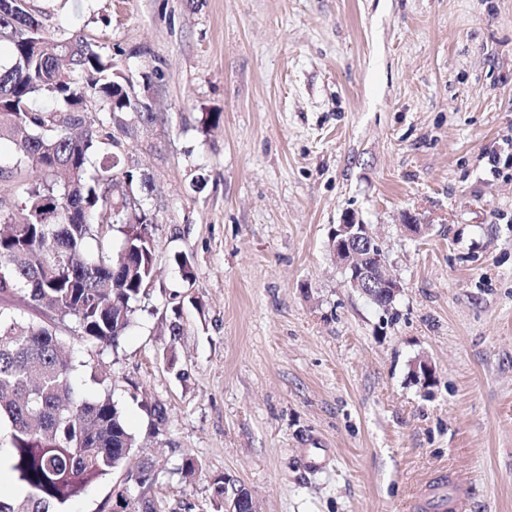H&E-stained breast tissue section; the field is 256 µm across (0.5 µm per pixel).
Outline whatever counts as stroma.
<instances>
[{
  "label": "stroma",
  "mask_w": 512,
  "mask_h": 512,
  "mask_svg": "<svg viewBox=\"0 0 512 512\" xmlns=\"http://www.w3.org/2000/svg\"><path fill=\"white\" fill-rule=\"evenodd\" d=\"M26 4L49 37L114 58L155 114L104 130L155 218L156 275L117 348L73 355L106 379L82 396L112 391L158 463L157 512H224L219 474L261 512H408L442 468L469 512H512V158H485L512 138V0ZM15 164L0 143L4 211L62 191ZM349 218L402 284L390 307L332 256ZM186 456L204 467L190 483Z\"/></svg>",
  "instance_id": "35a3bbf8"
}]
</instances>
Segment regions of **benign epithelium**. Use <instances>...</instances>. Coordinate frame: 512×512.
Instances as JSON below:
<instances>
[{"label": "benign epithelium", "mask_w": 512, "mask_h": 512, "mask_svg": "<svg viewBox=\"0 0 512 512\" xmlns=\"http://www.w3.org/2000/svg\"><path fill=\"white\" fill-rule=\"evenodd\" d=\"M374 243L369 226L350 219L336 225L331 234L333 256L347 273L350 287L388 307L401 285L389 274L383 253Z\"/></svg>", "instance_id": "7a95c632"}]
</instances>
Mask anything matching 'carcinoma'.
<instances>
[{
  "instance_id": "cac0c4a2",
  "label": "carcinoma",
  "mask_w": 512,
  "mask_h": 512,
  "mask_svg": "<svg viewBox=\"0 0 512 512\" xmlns=\"http://www.w3.org/2000/svg\"><path fill=\"white\" fill-rule=\"evenodd\" d=\"M3 40L11 53L0 65V141L15 145L25 168L61 172L66 180L52 215L44 206L50 189L35 188L26 212L8 218L0 232V301L21 293L40 313L23 323L0 307V474L24 490L0 496V512H65L87 487L121 470L142 489L131 512H157L149 497L155 460L139 449L112 390L78 397L75 372L96 381L99 370L63 355L68 339L54 323L69 318L77 340L115 348L156 273L147 213L110 197L113 156L104 155L95 174L87 170L90 155L109 139L87 103L97 100L111 115L127 111L130 79L81 35L46 36L23 8L7 17L0 12ZM40 94L66 111L34 108ZM113 231L122 235L118 254L86 258L87 240Z\"/></svg>"
}]
</instances>
